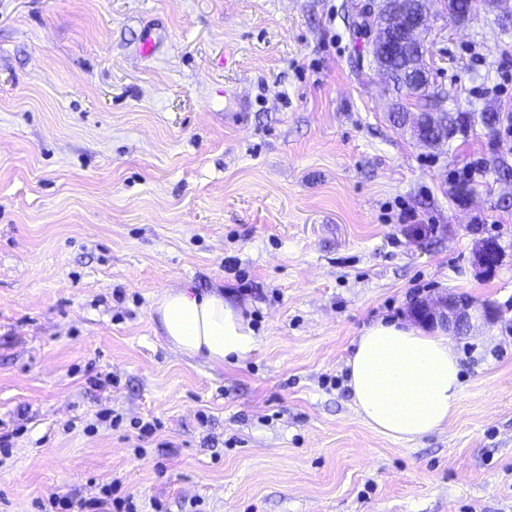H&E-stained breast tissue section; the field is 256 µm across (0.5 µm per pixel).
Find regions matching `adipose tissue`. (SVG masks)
Here are the masks:
<instances>
[{
	"instance_id": "adipose-tissue-1",
	"label": "adipose tissue",
	"mask_w": 512,
	"mask_h": 512,
	"mask_svg": "<svg viewBox=\"0 0 512 512\" xmlns=\"http://www.w3.org/2000/svg\"><path fill=\"white\" fill-rule=\"evenodd\" d=\"M152 312L165 343L210 363L240 362L257 348L245 306L221 290L165 289ZM346 367L359 414L386 437L420 439L446 425L456 409L458 354L442 334L378 319L361 330Z\"/></svg>"
}]
</instances>
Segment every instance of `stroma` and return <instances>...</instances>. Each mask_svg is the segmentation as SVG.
<instances>
[{
    "label": "stroma",
    "instance_id": "stroma-1",
    "mask_svg": "<svg viewBox=\"0 0 512 512\" xmlns=\"http://www.w3.org/2000/svg\"><path fill=\"white\" fill-rule=\"evenodd\" d=\"M351 2L0 0V512L115 482L136 512H512V184L456 199L485 129L437 152L393 126ZM510 9L430 0L447 108L512 110ZM184 286L248 304L250 358L163 341L153 302ZM451 294L495 314L451 339L457 410L385 437L353 341Z\"/></svg>",
    "mask_w": 512,
    "mask_h": 512
}]
</instances>
